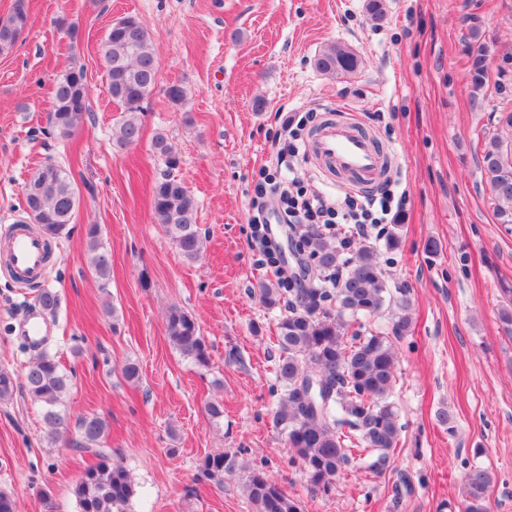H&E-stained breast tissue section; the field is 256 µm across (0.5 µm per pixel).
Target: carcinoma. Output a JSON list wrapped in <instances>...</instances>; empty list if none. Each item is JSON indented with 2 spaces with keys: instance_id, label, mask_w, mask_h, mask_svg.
<instances>
[{
  "instance_id": "cac0c4a2",
  "label": "carcinoma",
  "mask_w": 512,
  "mask_h": 512,
  "mask_svg": "<svg viewBox=\"0 0 512 512\" xmlns=\"http://www.w3.org/2000/svg\"><path fill=\"white\" fill-rule=\"evenodd\" d=\"M28 19L26 0H15L7 19H0V52L11 49ZM112 101L120 106L122 119L113 131L117 147L138 141L144 102L155 88L156 57L147 29L134 16H125L107 30L102 44ZM323 73L347 75L358 68V58L343 47L332 45L315 59ZM487 73L483 48L471 54L470 77L474 88L484 86ZM88 86L81 67L60 74L53 91L49 116L51 133L69 137L87 111ZM481 159L489 175L490 193L503 224H512V146L496 137L482 136ZM153 152L166 170L153 191V210L177 251L188 260L199 258L202 238L196 224V206L190 189L172 174L178 157L167 138L155 137ZM24 211L44 235L58 239L68 234L77 206V193L61 167L45 164L26 185ZM295 235L316 260L318 270L333 272L345 267L333 288H259L262 303L281 309L275 323L279 350L275 374L282 393L272 409L274 425L284 432L289 463L303 468L311 485L327 494L349 463L354 450L376 452L384 459L397 447L402 427L391 400L397 355L389 337L359 326L394 305L393 333L401 336L412 324L411 301L402 291L394 297L377 260L376 249L360 245L349 258L342 257L336 238L325 232L297 229ZM93 253L92 269L102 281L110 278L111 262L100 251L99 229L87 230ZM41 310L57 312L60 296L44 288L37 296ZM166 332L181 355L207 367L211 356L197 321L177 307L168 311ZM23 376L24 388L43 412L47 437L66 438L68 446L91 453L98 462L78 477L73 493L78 512H127L136 487L127 469L111 460L107 423L99 416H83L70 422L60 410L71 379L57 356L40 345ZM324 384L321 401L312 405L302 390L307 381ZM17 384L13 376L0 372V402L13 399ZM248 471L242 485L253 512H301L300 504L259 466H247L237 454L212 453L199 466L202 480L224 484V478ZM490 472L470 466L463 475L462 512H490Z\"/></svg>"
}]
</instances>
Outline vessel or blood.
I'll return each mask as SVG.
<instances>
[{"label":"vessel or blood","mask_w":512,"mask_h":512,"mask_svg":"<svg viewBox=\"0 0 512 512\" xmlns=\"http://www.w3.org/2000/svg\"><path fill=\"white\" fill-rule=\"evenodd\" d=\"M306 153L328 177L346 178L352 190L367 189L386 177L389 152L350 119L332 115L309 139ZM12 271L32 284L46 278L45 242L30 225L18 224L5 239Z\"/></svg>","instance_id":"obj_1"}]
</instances>
